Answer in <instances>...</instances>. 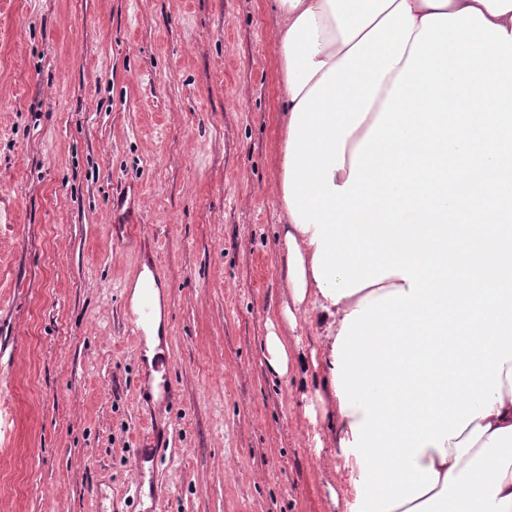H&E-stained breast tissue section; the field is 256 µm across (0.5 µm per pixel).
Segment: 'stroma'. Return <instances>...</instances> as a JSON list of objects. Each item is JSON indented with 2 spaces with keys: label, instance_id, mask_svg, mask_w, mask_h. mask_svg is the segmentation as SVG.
<instances>
[{
  "label": "stroma",
  "instance_id": "obj_1",
  "mask_svg": "<svg viewBox=\"0 0 512 512\" xmlns=\"http://www.w3.org/2000/svg\"><path fill=\"white\" fill-rule=\"evenodd\" d=\"M277 23L275 0H0V512H142L130 450L151 410L163 512H346L319 330L280 312ZM127 185L131 232L108 222ZM153 263L178 387L162 406L126 326ZM265 360L269 368L278 375L289 371L288 338L271 330L264 341Z\"/></svg>",
  "mask_w": 512,
  "mask_h": 512
}]
</instances>
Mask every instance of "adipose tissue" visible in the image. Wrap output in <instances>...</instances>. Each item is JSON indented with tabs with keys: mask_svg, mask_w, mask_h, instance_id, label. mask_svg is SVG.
Listing matches in <instances>:
<instances>
[{
	"mask_svg": "<svg viewBox=\"0 0 512 512\" xmlns=\"http://www.w3.org/2000/svg\"><path fill=\"white\" fill-rule=\"evenodd\" d=\"M282 314L348 512H512V0H276ZM146 359L161 341L150 269Z\"/></svg>",
	"mask_w": 512,
	"mask_h": 512,
	"instance_id": "1",
	"label": "adipose tissue"
}]
</instances>
